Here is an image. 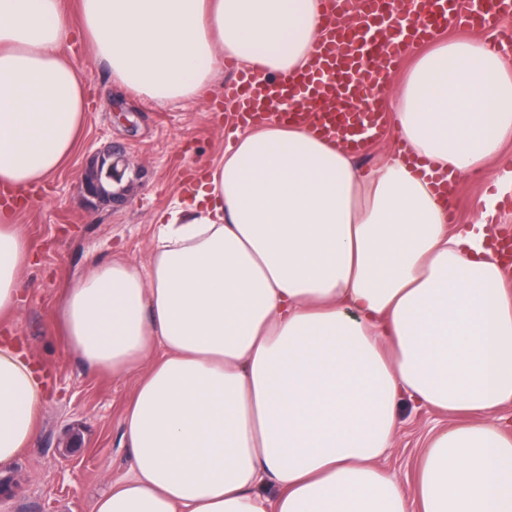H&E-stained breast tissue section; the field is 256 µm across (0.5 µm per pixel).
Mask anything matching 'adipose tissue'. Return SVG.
I'll return each instance as SVG.
<instances>
[{"instance_id":"ef3b65f1","label":"adipose tissue","mask_w":512,"mask_h":512,"mask_svg":"<svg viewBox=\"0 0 512 512\" xmlns=\"http://www.w3.org/2000/svg\"><path fill=\"white\" fill-rule=\"evenodd\" d=\"M79 14L113 83L160 106L200 97L226 56L302 71L323 36L320 0H79ZM71 35L62 0H0V320L32 262L13 197L72 159L84 124ZM385 110L407 153L366 172L302 127L240 134L157 216L146 263L67 288L69 347L92 373L139 377L132 473L95 512H512V272L487 244L500 197L452 227L431 181L488 172L512 144V52L435 40ZM403 398L462 417L408 487L379 464ZM42 403L0 344V468Z\"/></svg>"}]
</instances>
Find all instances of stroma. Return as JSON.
<instances>
[{
  "instance_id": "stroma-1",
  "label": "stroma",
  "mask_w": 512,
  "mask_h": 512,
  "mask_svg": "<svg viewBox=\"0 0 512 512\" xmlns=\"http://www.w3.org/2000/svg\"><path fill=\"white\" fill-rule=\"evenodd\" d=\"M68 55L87 103L77 151L39 188L32 205L14 212L36 262L21 273V308L13 323L0 322V339H14L37 374L50 379L42 386L34 441L0 473L10 480L8 491H0V512H93L113 482L130 476L131 456L121 434L135 380L89 372L60 334L58 304L66 288L97 264L146 262L156 215L182 195L194 167L217 162L235 140L209 115L232 72H222L201 98L160 107L116 87L83 39L70 42ZM109 148L120 151L118 168L128 176L120 199L112 202L88 190L95 158ZM496 191L488 175L458 180L452 223H471L480 199ZM397 411L400 432L382 464L406 483L430 431L451 426L453 419L408 401Z\"/></svg>"
}]
</instances>
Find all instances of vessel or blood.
Listing matches in <instances>:
<instances>
[{
    "instance_id": "b4317fda",
    "label": "vessel or blood",
    "mask_w": 512,
    "mask_h": 512,
    "mask_svg": "<svg viewBox=\"0 0 512 512\" xmlns=\"http://www.w3.org/2000/svg\"><path fill=\"white\" fill-rule=\"evenodd\" d=\"M416 3L407 13L396 0H321L326 38L303 74L262 78L243 69L225 84L222 104L232 107L235 126L245 129L275 117L343 138L358 153L386 128L381 102L390 71L413 45L448 28H495L500 44L512 45V29L500 27L512 15V0H474L467 9L458 0ZM295 97L307 101V111L283 109V101Z\"/></svg>"
}]
</instances>
